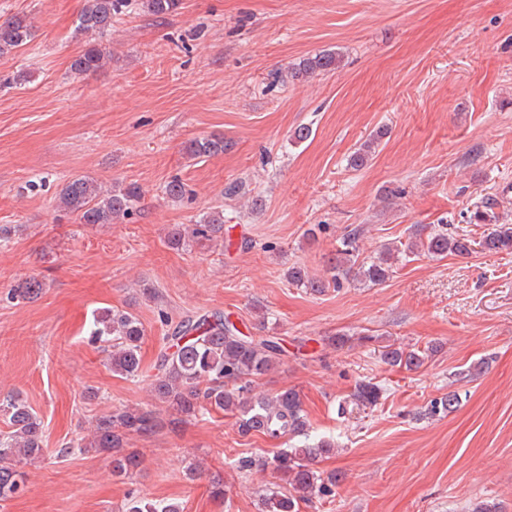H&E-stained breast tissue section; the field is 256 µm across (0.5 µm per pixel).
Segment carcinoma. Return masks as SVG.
Wrapping results in <instances>:
<instances>
[{
    "mask_svg": "<svg viewBox=\"0 0 512 512\" xmlns=\"http://www.w3.org/2000/svg\"><path fill=\"white\" fill-rule=\"evenodd\" d=\"M133 0H83L75 37L83 39V49L72 60L70 68L77 74L95 73L105 67L109 56L101 49L99 38L112 30L115 18L132 9ZM180 0H142L148 14L163 18L176 12ZM33 21L27 16L0 19V56L15 52L33 35ZM338 53L324 50L279 73L282 83L308 78L316 73L331 72L339 67ZM385 132L377 130L351 153L349 165L360 168L373 159ZM194 160L224 153V137L210 135L194 139L185 147ZM141 198L139 185L104 188L95 179L78 175L67 180L57 198V206L75 216L80 224H118L131 215ZM359 230L350 231L339 241L336 257L330 260L326 275L311 278L305 268H288V282L313 294L329 287L340 288L352 281L368 286L385 283L394 273L395 255L423 251L436 258L450 254L465 256L479 246L490 252H512V224H503L486 239L477 242L465 236H450L444 229L435 230L415 224L405 246L387 243L378 255L358 262ZM206 241L224 240V210L214 209L193 224H173L167 232V243L175 248H188ZM42 283L30 278L11 289V298L33 300L41 294ZM144 329L140 320L128 311L106 309L97 313L90 330V340L104 344L112 373L135 378L142 372L141 343ZM167 346L161 350L155 369L153 391L156 398L181 419H195L212 411L235 418L239 433L258 432L271 441L288 440L289 447L274 448L262 457H240L235 461L241 472L254 469L271 470L287 478L292 491L267 490L260 494L262 512H298L301 501L311 502L335 494L339 475L321 472L315 463L335 453L336 442L330 438L311 439V424L303 407L300 392L294 388L273 395L254 392L255 379L265 375L281 362L283 348L276 336L266 334L265 319L253 323L244 334L221 311L178 321L165 336ZM437 351L387 347L384 361L407 371H416L425 359ZM356 401L373 405L379 390L371 382L358 384L353 394ZM458 404L454 392L431 401L429 413H449ZM0 411L8 420L9 431L0 434V502L23 490L21 465L36 462L42 455L43 423L27 403L13 395L0 403ZM162 426L155 409H123L99 420L92 440L76 448H104L112 452V472L129 476L140 461L123 451V439L129 434L147 435ZM72 446L62 449L72 453ZM123 512H183L179 502L157 504L131 495Z\"/></svg>",
    "mask_w": 512,
    "mask_h": 512,
    "instance_id": "carcinoma-1",
    "label": "carcinoma"
}]
</instances>
